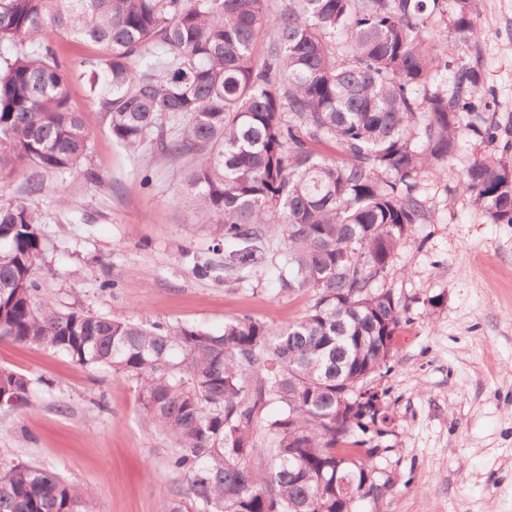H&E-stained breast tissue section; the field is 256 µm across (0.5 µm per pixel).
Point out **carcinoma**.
<instances>
[{"label":"carcinoma","mask_w":512,"mask_h":512,"mask_svg":"<svg viewBox=\"0 0 512 512\" xmlns=\"http://www.w3.org/2000/svg\"><path fill=\"white\" fill-rule=\"evenodd\" d=\"M478 0H0V171L63 172L91 132L68 93L62 36L99 45L88 82L112 140L198 155L186 185L199 221L224 223V278L243 282L271 251L288 258L279 293L314 294L288 325L234 317L196 325L60 311L40 297L43 216L0 206V342L61 352L133 382L144 420L197 512H357L381 491L371 458L387 417L360 411L365 379L390 369L405 308L375 284L427 220L420 174L465 133L497 138L465 59L425 48L428 20L479 38ZM453 66L448 91L432 78ZM330 144L336 155L318 149ZM460 187L494 224H512V160L473 158ZM31 380L0 370L11 408ZM272 403L280 410L263 415ZM265 434L269 443L258 441ZM86 494L17 463L0 472V512H80Z\"/></svg>","instance_id":"obj_1"}]
</instances>
